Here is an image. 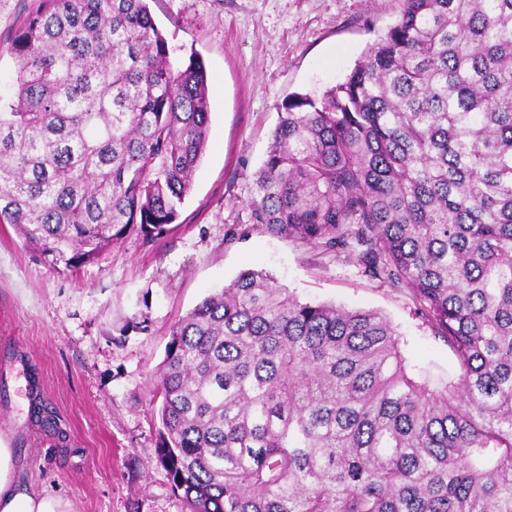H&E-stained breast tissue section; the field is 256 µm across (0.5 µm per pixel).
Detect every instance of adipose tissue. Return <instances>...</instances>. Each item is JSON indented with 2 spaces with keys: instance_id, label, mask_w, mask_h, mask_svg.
<instances>
[{
  "instance_id": "adipose-tissue-1",
  "label": "adipose tissue",
  "mask_w": 512,
  "mask_h": 512,
  "mask_svg": "<svg viewBox=\"0 0 512 512\" xmlns=\"http://www.w3.org/2000/svg\"><path fill=\"white\" fill-rule=\"evenodd\" d=\"M17 459L10 442L0 438V512H73L60 494L21 480Z\"/></svg>"
}]
</instances>
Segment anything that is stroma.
Returning a JSON list of instances; mask_svg holds the SVG:
<instances>
[{"instance_id": "stroma-1", "label": "stroma", "mask_w": 512, "mask_h": 512, "mask_svg": "<svg viewBox=\"0 0 512 512\" xmlns=\"http://www.w3.org/2000/svg\"><path fill=\"white\" fill-rule=\"evenodd\" d=\"M39 0H0V92L8 48ZM179 62L209 79L207 150L171 232L129 235L73 274L49 268L0 224V432L14 434L20 475L74 512H185L157 456L153 373L173 323L241 271L263 270L303 302L382 312L410 377L442 387L447 344L415 313L409 290L382 286L343 257L250 224L249 201L288 97H321L398 20L401 0H150ZM69 433L29 420L30 378Z\"/></svg>"}]
</instances>
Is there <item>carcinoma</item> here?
I'll return each mask as SVG.
<instances>
[{
    "instance_id": "obj_1",
    "label": "carcinoma",
    "mask_w": 512,
    "mask_h": 512,
    "mask_svg": "<svg viewBox=\"0 0 512 512\" xmlns=\"http://www.w3.org/2000/svg\"><path fill=\"white\" fill-rule=\"evenodd\" d=\"M283 104L249 221L409 288L456 357L411 378L378 311L241 272L174 323L158 457L187 512H512V0H402ZM0 94V224L58 273L175 223L209 136L200 59L148 0H39ZM32 419L57 427L33 392Z\"/></svg>"
}]
</instances>
